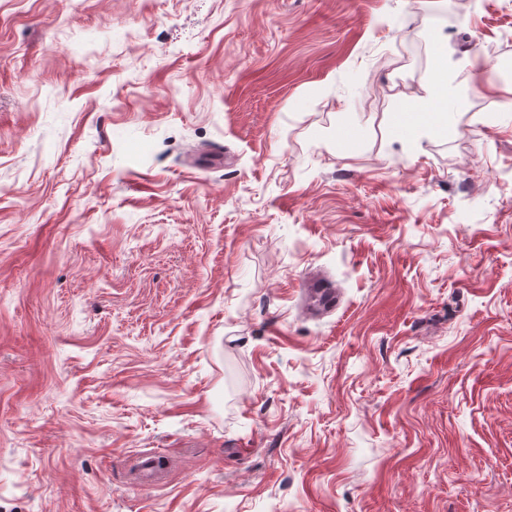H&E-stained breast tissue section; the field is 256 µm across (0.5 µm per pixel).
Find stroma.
Masks as SVG:
<instances>
[{"mask_svg":"<svg viewBox=\"0 0 512 512\" xmlns=\"http://www.w3.org/2000/svg\"><path fill=\"white\" fill-rule=\"evenodd\" d=\"M501 4L0 0V512H512ZM466 63L456 64L452 71H440L427 89V94L397 113L403 127L417 130L447 129L448 89L462 76Z\"/></svg>","mask_w":512,"mask_h":512,"instance_id":"1","label":"stroma"}]
</instances>
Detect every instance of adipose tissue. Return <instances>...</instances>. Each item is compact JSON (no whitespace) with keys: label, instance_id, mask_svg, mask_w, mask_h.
<instances>
[{"label":"adipose tissue","instance_id":"1","mask_svg":"<svg viewBox=\"0 0 512 512\" xmlns=\"http://www.w3.org/2000/svg\"><path fill=\"white\" fill-rule=\"evenodd\" d=\"M464 65H455L453 70L440 71L427 90V94L400 112L401 126L417 130L429 128L438 131L447 127L448 90L462 76Z\"/></svg>","mask_w":512,"mask_h":512}]
</instances>
